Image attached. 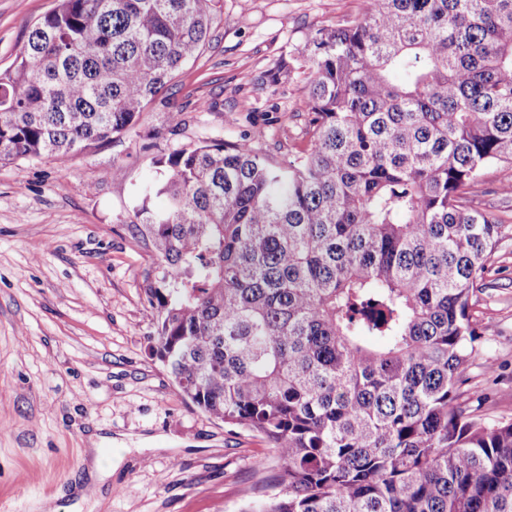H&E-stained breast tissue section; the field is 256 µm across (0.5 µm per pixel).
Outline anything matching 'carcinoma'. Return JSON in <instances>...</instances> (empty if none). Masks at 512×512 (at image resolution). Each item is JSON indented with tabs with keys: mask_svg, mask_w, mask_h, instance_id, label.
<instances>
[{
	"mask_svg": "<svg viewBox=\"0 0 512 512\" xmlns=\"http://www.w3.org/2000/svg\"><path fill=\"white\" fill-rule=\"evenodd\" d=\"M219 8L57 0L0 72V161L129 131ZM311 43L310 149L203 142L138 188L153 352L275 452L273 492L243 512H512V420L458 402L472 297L512 234L467 200L512 164V0H371Z\"/></svg>",
	"mask_w": 512,
	"mask_h": 512,
	"instance_id": "carcinoma-1",
	"label": "carcinoma"
}]
</instances>
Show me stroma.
Wrapping results in <instances>:
<instances>
[{
  "label": "stroma",
  "instance_id": "1",
  "mask_svg": "<svg viewBox=\"0 0 512 512\" xmlns=\"http://www.w3.org/2000/svg\"><path fill=\"white\" fill-rule=\"evenodd\" d=\"M55 0H0V71ZM367 0H221L203 53L126 134L56 160L0 161V512H243L280 466L262 437L202 413L153 355L145 294L159 261L131 222L155 159L254 139L274 160L310 148V39ZM512 166L473 208L512 225ZM472 313L479 354L461 395L512 417V236ZM104 439L94 451L92 436Z\"/></svg>",
  "mask_w": 512,
  "mask_h": 512
}]
</instances>
